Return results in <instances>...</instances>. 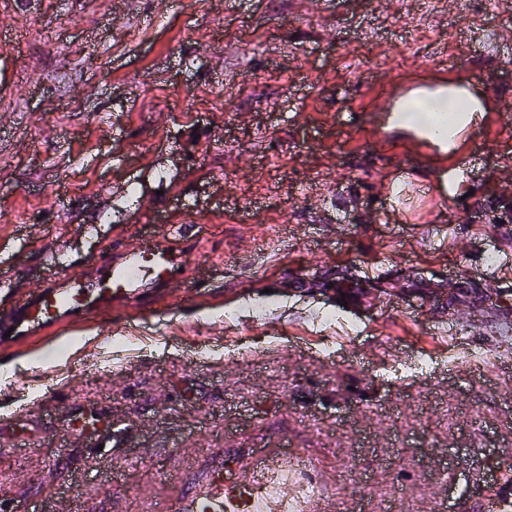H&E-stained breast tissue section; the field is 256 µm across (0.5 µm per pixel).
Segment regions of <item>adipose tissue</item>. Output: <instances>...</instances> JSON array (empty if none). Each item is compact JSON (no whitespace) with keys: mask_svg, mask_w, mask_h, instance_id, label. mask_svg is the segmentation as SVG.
Returning a JSON list of instances; mask_svg holds the SVG:
<instances>
[{"mask_svg":"<svg viewBox=\"0 0 512 512\" xmlns=\"http://www.w3.org/2000/svg\"><path fill=\"white\" fill-rule=\"evenodd\" d=\"M489 109L484 91L474 82L458 80L420 92L391 110L390 129L418 133L430 140H452L461 129L476 125Z\"/></svg>","mask_w":512,"mask_h":512,"instance_id":"obj_1","label":"adipose tissue"}]
</instances>
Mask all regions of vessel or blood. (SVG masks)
Wrapping results in <instances>:
<instances>
[{
	"label": "vessel or blood",
	"instance_id": "1",
	"mask_svg": "<svg viewBox=\"0 0 512 512\" xmlns=\"http://www.w3.org/2000/svg\"><path fill=\"white\" fill-rule=\"evenodd\" d=\"M185 231L169 226L163 235L128 244L102 256L89 269L73 267L61 252L46 260L59 276L0 317V335L27 336L88 313L108 315L107 338L131 337V324L114 316L122 304L173 297L180 306L197 305V292L185 284L184 268L197 256L185 246ZM320 491L315 459L296 448H258L246 461L221 459L177 500V512H329Z\"/></svg>",
	"mask_w": 512,
	"mask_h": 512
}]
</instances>
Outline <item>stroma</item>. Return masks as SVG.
<instances>
[{
  "mask_svg": "<svg viewBox=\"0 0 512 512\" xmlns=\"http://www.w3.org/2000/svg\"><path fill=\"white\" fill-rule=\"evenodd\" d=\"M448 80L490 104L454 153L387 130L400 87ZM445 168L460 194L437 191ZM159 220L186 224L207 260L191 287L237 322L275 290L265 320L206 359L168 332L196 311L169 306L134 311L116 367L94 355L98 315L0 347V413L25 443L0 455V504L173 512L167 469L188 486L220 454L285 444L320 462L331 512H477L451 508L450 469L481 493L512 464V342L478 306L433 301L468 283L512 319V0H0V314L52 278L44 252L87 267ZM374 264L363 290L392 296L348 309L355 353L318 354L336 269ZM56 351L60 397L28 402L20 354Z\"/></svg>",
  "mask_w": 512,
  "mask_h": 512,
  "instance_id": "1",
  "label": "stroma"
}]
</instances>
